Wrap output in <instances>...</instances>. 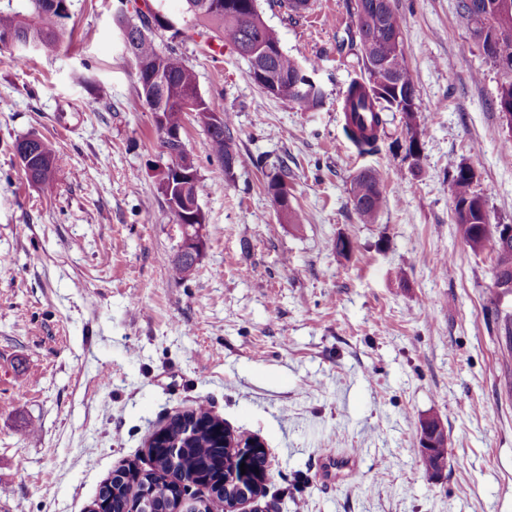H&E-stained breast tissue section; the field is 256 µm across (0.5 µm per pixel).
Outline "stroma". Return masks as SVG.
I'll return each mask as SVG.
<instances>
[{"label":"stroma","instance_id":"35a3bbf8","mask_svg":"<svg viewBox=\"0 0 512 512\" xmlns=\"http://www.w3.org/2000/svg\"><path fill=\"white\" fill-rule=\"evenodd\" d=\"M144 0H70L57 56L0 51V512H88L112 472L149 468L152 435L207 405L271 464L239 512H512V296L492 247L456 231L449 161L475 173L494 224H512V148L497 109L506 74L458 0H392L415 85L419 172L387 115L375 154L343 134L359 73L337 42L349 0H315L299 22L258 0L283 50L313 62L308 111L261 90L232 48L187 42L202 96L231 117L225 173L186 119L206 222L193 274L174 279L182 234L157 190L161 147L113 23ZM35 134L64 156L30 185L14 151ZM286 169L290 223L267 191ZM379 170L385 203L361 223L350 186ZM354 251H336L337 237ZM440 418L439 474L418 448ZM355 471L322 479L326 459ZM439 418L431 416L428 417L425 421L423 420L421 423V430L418 438V448L420 450L421 458L425 464L427 470L434 467L435 460L440 456H444L446 452V448H432V446L428 445L426 441L430 442L432 439V434H426L424 429L425 427H433V428H441V433L445 435L444 428L442 427Z\"/></svg>","mask_w":512,"mask_h":512}]
</instances>
